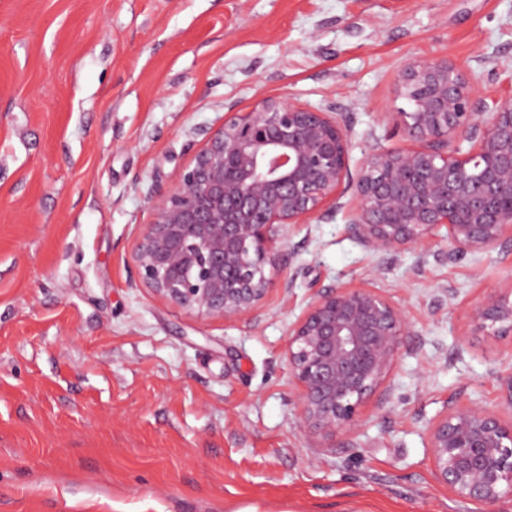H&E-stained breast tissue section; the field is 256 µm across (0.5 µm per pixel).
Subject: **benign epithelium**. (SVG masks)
Returning a JSON list of instances; mask_svg holds the SVG:
<instances>
[{"label":"benign epithelium","mask_w":512,"mask_h":512,"mask_svg":"<svg viewBox=\"0 0 512 512\" xmlns=\"http://www.w3.org/2000/svg\"><path fill=\"white\" fill-rule=\"evenodd\" d=\"M401 83L412 110L397 121L412 145L371 155L355 177L334 113L262 98L224 118L153 203L133 250L142 283L188 313L252 321L274 287L264 268L280 264L285 227L310 223L348 188L355 235L375 252L437 240L457 258L512 238V103L485 111L446 59L408 64ZM462 134L466 152L453 145ZM468 317L511 334L512 276ZM410 335L401 307L376 289L318 288L288 333L304 427L326 438L354 433ZM498 383L499 409L460 403L425 426L434 478L478 512H512V371Z\"/></svg>","instance_id":"1"}]
</instances>
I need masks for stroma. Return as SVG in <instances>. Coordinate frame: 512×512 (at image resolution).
<instances>
[{
  "label": "stroma",
  "instance_id": "1",
  "mask_svg": "<svg viewBox=\"0 0 512 512\" xmlns=\"http://www.w3.org/2000/svg\"><path fill=\"white\" fill-rule=\"evenodd\" d=\"M433 59L512 101V0H0V512H475L423 429L499 405L512 335L468 309L512 274V241L378 253L346 195L289 227L249 323L159 299L132 261L225 116L266 97L337 113L356 173L408 147L400 74ZM314 282L377 288L413 328L352 438L298 418L286 343Z\"/></svg>",
  "mask_w": 512,
  "mask_h": 512
}]
</instances>
